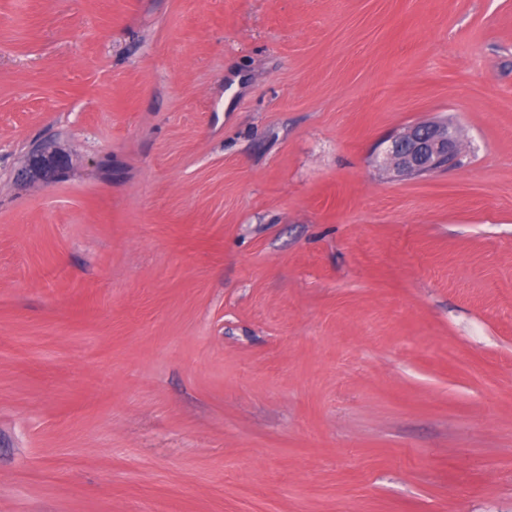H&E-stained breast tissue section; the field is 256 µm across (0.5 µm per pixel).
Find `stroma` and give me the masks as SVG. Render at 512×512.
<instances>
[{"label":"stroma","instance_id":"1","mask_svg":"<svg viewBox=\"0 0 512 512\" xmlns=\"http://www.w3.org/2000/svg\"><path fill=\"white\" fill-rule=\"evenodd\" d=\"M0 512H512V0H0ZM373 162L398 177H417L453 165L460 149L455 128L447 122L413 124L389 135ZM63 163L62 157L56 152H48L40 147L33 148L21 178L48 186L53 182Z\"/></svg>","mask_w":512,"mask_h":512}]
</instances>
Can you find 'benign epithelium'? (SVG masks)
Masks as SVG:
<instances>
[{
  "label": "benign epithelium",
  "mask_w": 512,
  "mask_h": 512,
  "mask_svg": "<svg viewBox=\"0 0 512 512\" xmlns=\"http://www.w3.org/2000/svg\"><path fill=\"white\" fill-rule=\"evenodd\" d=\"M384 143L386 146L373 162L388 167L398 177L426 175L447 168L456 162L460 149L455 128L446 122L413 124L389 135ZM62 166L59 154L36 147L30 152L21 178L48 186Z\"/></svg>",
  "instance_id": "obj_1"
}]
</instances>
